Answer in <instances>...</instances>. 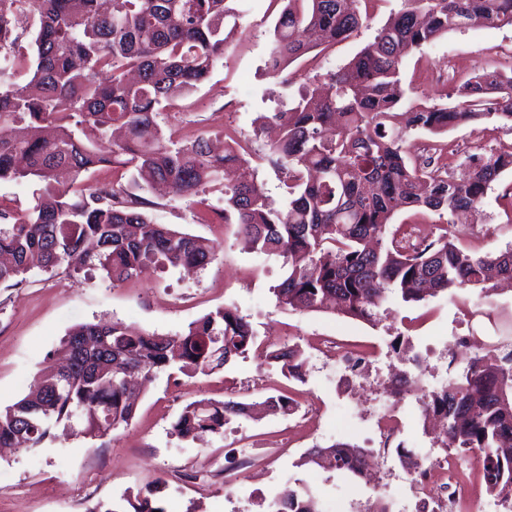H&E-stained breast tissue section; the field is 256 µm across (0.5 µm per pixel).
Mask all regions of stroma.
I'll use <instances>...</instances> for the list:
<instances>
[{
    "label": "stroma",
    "instance_id": "stroma-1",
    "mask_svg": "<svg viewBox=\"0 0 512 512\" xmlns=\"http://www.w3.org/2000/svg\"><path fill=\"white\" fill-rule=\"evenodd\" d=\"M401 0H379L358 35L336 43L318 55H306L288 69L293 89L309 76L342 67L369 43L400 7ZM239 17L226 18L232 36L224 58L210 79L159 118L163 127L194 129L210 143L220 140L215 117L238 129L243 145H251L254 118L270 112L283 95L277 79L265 73L267 48L279 7L274 0H240ZM512 67V26L466 28L448 32L434 44L409 54L400 67L407 101L444 103L453 87L470 78L482 62ZM441 141L469 154L470 141L484 148L512 144V129L487 121L478 129L457 127ZM148 210L159 224L208 239L218 246L215 260L203 269H169L112 285L102 271L32 269L22 283L0 286V408L22 398L41 370L57 358L67 330L80 323L117 319L143 331L175 334L219 307L237 310L251 322L258 350L247 359L225 366L211 376L187 378L159 374L141 393L130 425L101 439L71 436L44 447L0 451V512H85L95 504L130 512L131 500L156 479H164L159 500L165 512H268L272 497L283 487L313 493L321 512H364L369 483L301 465L308 449L335 442L366 446L376 440L370 421L372 397L380 380H366L351 395L337 392L336 366L318 357L312 342L318 336H339L357 349L376 344L392 373H404L392 345L408 337L414 350L436 346L437 358L422 366L430 385L459 376L476 350L469 341L496 336L512 341V286L482 299L479 290L440 294L421 303L392 299L370 323L340 311L293 310L279 306L273 292L284 276L281 260L249 251L236 225L224 223L220 192L209 195L216 214L210 223L193 218L192 198L144 189ZM461 241L484 254L512 246V171L504 172L488 189L480 215L455 227ZM302 345L307 356V380L286 379L269 366L264 352L283 343ZM272 394L285 390L299 411L312 410L303 427L295 415H267L240 420L223 434L185 441L172 432L181 410L202 398L216 400L247 387ZM400 431L374 467L384 477L395 500V512H410L407 459L428 454L430 432L416 416L415 396L396 404ZM239 443L266 446L255 474L229 470L228 459Z\"/></svg>",
    "mask_w": 512,
    "mask_h": 512
}]
</instances>
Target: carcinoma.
<instances>
[{"instance_id": "cac0c4a2", "label": "carcinoma", "mask_w": 512, "mask_h": 512, "mask_svg": "<svg viewBox=\"0 0 512 512\" xmlns=\"http://www.w3.org/2000/svg\"><path fill=\"white\" fill-rule=\"evenodd\" d=\"M231 0H0V74L25 65L24 85L0 83V180L42 183L25 214L0 207V285L33 267L79 271L96 267L116 285L148 269L203 267L215 256L208 240L154 222L151 202L130 191L167 184L175 196L219 191L224 221L234 220L253 252L282 260L274 286L283 307L320 311L333 302L355 318L377 319L391 299L420 302L441 292L489 293L493 276L512 279V248L478 254L457 244L456 218L478 215L487 190L512 169V146L466 157L419 160L403 128L438 135L495 120L512 128V72L479 65L456 90V101L404 107L402 60L448 32L512 26V0H401L372 42L337 72L316 74L279 107L254 120L271 121L279 138L244 148L224 127V152L203 139L183 142L158 122L172 101L196 89L224 56V19ZM282 3L266 60L279 76L311 52L310 32L327 46L350 39L380 0H273ZM38 19L32 57L16 50L17 24ZM274 168L286 202L278 206L256 176L252 156ZM107 168L112 181L88 184ZM403 208L442 219L441 233L412 248L408 225L389 230ZM255 345L251 324L220 308L168 335L131 333L118 321L73 326L62 341L67 362L40 375L29 392L0 409V447L41 448L59 425L103 438L130 424L135 400L127 380L152 381L173 366L185 376H209ZM288 379L304 380L301 347L268 355ZM448 447L464 457L482 452L488 494L512 495V353L476 355L463 373L430 392ZM289 414L295 401L202 399L181 411L173 431L185 440L221 434L257 409ZM363 450L344 444L312 448L300 464L364 477ZM158 488L139 494L134 512H165ZM274 512H316L310 494L287 487Z\"/></svg>"}]
</instances>
